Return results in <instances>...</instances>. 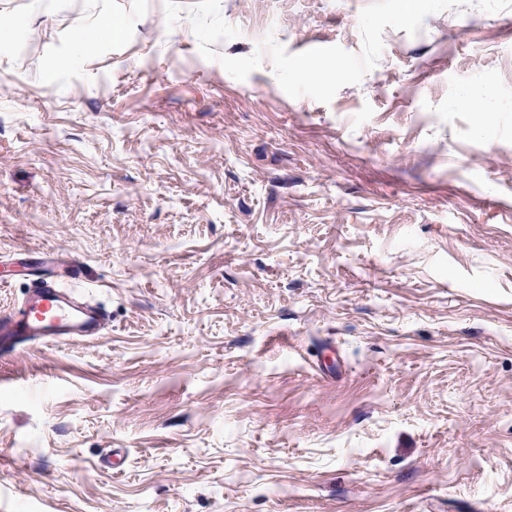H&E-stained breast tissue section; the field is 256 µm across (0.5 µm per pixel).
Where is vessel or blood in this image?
I'll list each match as a JSON object with an SVG mask.
<instances>
[{
    "instance_id": "vessel-or-blood-1",
    "label": "vessel or blood",
    "mask_w": 512,
    "mask_h": 512,
    "mask_svg": "<svg viewBox=\"0 0 512 512\" xmlns=\"http://www.w3.org/2000/svg\"><path fill=\"white\" fill-rule=\"evenodd\" d=\"M101 326L102 316L96 308L80 303L53 280L43 281L17 313L0 315V335L16 346L94 336Z\"/></svg>"
}]
</instances>
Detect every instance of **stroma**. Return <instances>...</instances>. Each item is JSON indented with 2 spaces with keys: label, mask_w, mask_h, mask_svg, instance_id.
Instances as JSON below:
<instances>
[{
  "label": "stroma",
  "mask_w": 512,
  "mask_h": 512,
  "mask_svg": "<svg viewBox=\"0 0 512 512\" xmlns=\"http://www.w3.org/2000/svg\"><path fill=\"white\" fill-rule=\"evenodd\" d=\"M370 2L221 0L214 49L357 53ZM1 16L0 312L57 251L106 321L0 351V512H512V11L385 28L327 104L164 0ZM493 97L491 88L486 84H477L466 89L461 100L468 103L476 114L477 125L482 128L486 120V104Z\"/></svg>",
  "instance_id": "1"
}]
</instances>
